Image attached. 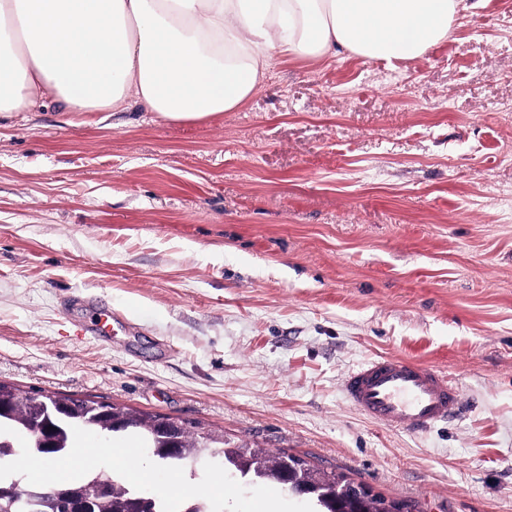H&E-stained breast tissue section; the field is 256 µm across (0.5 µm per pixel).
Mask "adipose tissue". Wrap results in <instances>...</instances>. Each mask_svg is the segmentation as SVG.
Masks as SVG:
<instances>
[{"instance_id": "obj_1", "label": "adipose tissue", "mask_w": 512, "mask_h": 512, "mask_svg": "<svg viewBox=\"0 0 512 512\" xmlns=\"http://www.w3.org/2000/svg\"><path fill=\"white\" fill-rule=\"evenodd\" d=\"M465 0H0V113L128 102L175 122L237 109L277 55L393 61L452 36ZM90 457L24 460L47 487Z\"/></svg>"}]
</instances>
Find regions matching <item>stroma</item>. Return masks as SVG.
I'll return each mask as SVG.
<instances>
[{
  "instance_id": "obj_1",
  "label": "stroma",
  "mask_w": 512,
  "mask_h": 512,
  "mask_svg": "<svg viewBox=\"0 0 512 512\" xmlns=\"http://www.w3.org/2000/svg\"><path fill=\"white\" fill-rule=\"evenodd\" d=\"M72 295L111 310V344ZM375 356L440 369L464 414L363 417L341 379ZM0 381L196 421L413 512H512V0L413 60L277 56L203 120L0 114ZM148 465L205 512L318 509L209 448Z\"/></svg>"
}]
</instances>
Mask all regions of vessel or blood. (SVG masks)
Here are the masks:
<instances>
[{
    "label": "vessel or blood",
    "instance_id": "vessel-or-blood-1",
    "mask_svg": "<svg viewBox=\"0 0 512 512\" xmlns=\"http://www.w3.org/2000/svg\"><path fill=\"white\" fill-rule=\"evenodd\" d=\"M349 404L370 420L410 434L448 422L462 410L461 391L438 369L397 357H373L342 379Z\"/></svg>",
    "mask_w": 512,
    "mask_h": 512
}]
</instances>
